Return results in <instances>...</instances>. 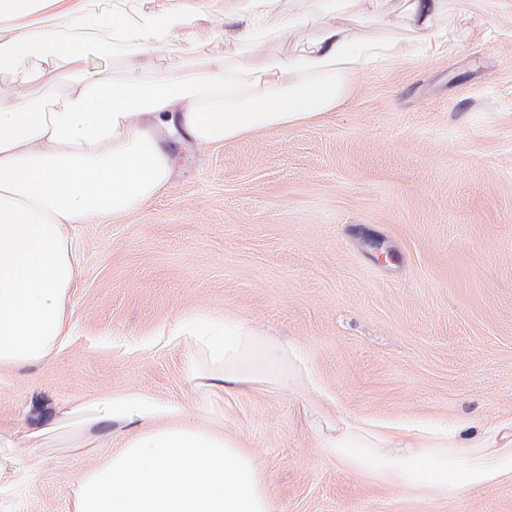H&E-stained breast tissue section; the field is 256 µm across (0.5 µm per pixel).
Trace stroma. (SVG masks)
<instances>
[{"label": "stroma", "mask_w": 512, "mask_h": 512, "mask_svg": "<svg viewBox=\"0 0 512 512\" xmlns=\"http://www.w3.org/2000/svg\"><path fill=\"white\" fill-rule=\"evenodd\" d=\"M207 2L211 42L183 33L156 59L235 52L224 0ZM496 12V0H448L437 50L356 73L324 116L181 145L160 193L76 226L67 344L0 368V512H73L82 473L122 447L126 429L60 423L76 403L140 395L206 423L190 346L172 334L201 313L261 326L305 365L298 385L252 384L224 402L270 512H512V479L423 499L346 468L321 446L318 407L450 430L512 421V21ZM318 26L257 50L286 55Z\"/></svg>", "instance_id": "35a3bbf8"}]
</instances>
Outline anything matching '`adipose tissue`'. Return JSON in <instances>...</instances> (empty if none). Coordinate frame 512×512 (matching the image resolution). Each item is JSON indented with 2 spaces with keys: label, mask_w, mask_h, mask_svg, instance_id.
Instances as JSON below:
<instances>
[{
  "label": "adipose tissue",
  "mask_w": 512,
  "mask_h": 512,
  "mask_svg": "<svg viewBox=\"0 0 512 512\" xmlns=\"http://www.w3.org/2000/svg\"><path fill=\"white\" fill-rule=\"evenodd\" d=\"M275 2L224 0V25L250 53L242 63L194 64L154 57L184 31L198 45L212 40L211 19L193 0H0V75L28 68L24 82L0 91V367L42 361L62 342L75 279L71 227L115 220L159 192L173 173L165 138L215 145L335 111L355 73L409 59L413 42L431 43L446 5L405 0L414 39L385 43L354 35L349 0H310L326 18L313 41L288 56L252 53L296 23L277 17ZM126 45L135 51L118 77L91 68L94 54ZM59 97L63 107L51 109ZM178 330L191 340L186 373L199 381L196 401L214 427L186 418L182 406L134 395L74 406L84 427H128L123 447L82 475L74 512H269L252 457L217 423L222 400L244 384H287L296 349L230 318H190ZM335 420L324 447L390 488L450 498L512 477V424L437 436Z\"/></svg>",
  "instance_id": "obj_1"
}]
</instances>
